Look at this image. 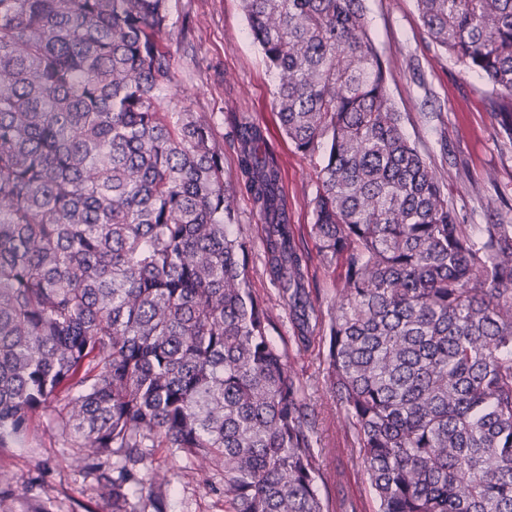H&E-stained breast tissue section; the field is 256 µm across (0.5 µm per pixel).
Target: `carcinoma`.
Instances as JSON below:
<instances>
[{
  "label": "carcinoma",
  "instance_id": "carcinoma-1",
  "mask_svg": "<svg viewBox=\"0 0 512 512\" xmlns=\"http://www.w3.org/2000/svg\"><path fill=\"white\" fill-rule=\"evenodd\" d=\"M280 125L318 164L295 239L267 131L234 119L237 183L299 350L376 512H512V224L462 223L402 131L364 0H241ZM436 48L490 87L512 145V0H417ZM169 0H0V446L63 404L114 456L123 512L154 448L224 468L225 512H329L315 420L272 317L209 121L170 104ZM343 268L327 313L311 266Z\"/></svg>",
  "mask_w": 512,
  "mask_h": 512
}]
</instances>
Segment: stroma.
Segmentation results:
<instances>
[{
  "instance_id": "1",
  "label": "stroma",
  "mask_w": 512,
  "mask_h": 512,
  "mask_svg": "<svg viewBox=\"0 0 512 512\" xmlns=\"http://www.w3.org/2000/svg\"><path fill=\"white\" fill-rule=\"evenodd\" d=\"M370 32L387 67V91L403 117L406 136L429 156L465 223H512V149L496 137L489 88L475 73H461L432 44L416 0H366ZM181 23L169 41L175 78L164 94L173 105L209 120L224 150V183L235 194L236 219L247 239L251 286L274 320L271 336L288 351L317 415L323 476L320 493H345L361 512H375L374 495L351 468L352 446L326 383L324 347L305 351L292 343L293 326L265 267L263 225L236 183L237 158L229 137L239 114L269 131L288 195L291 222L305 246L315 221L316 161L298 152L280 131L275 75L254 42L240 0H172ZM92 450L71 447L58 427L57 409L37 413L27 435L0 447V512H112L111 492L101 490ZM152 493L133 500L132 512H224V472L210 461L154 449Z\"/></svg>"
}]
</instances>
